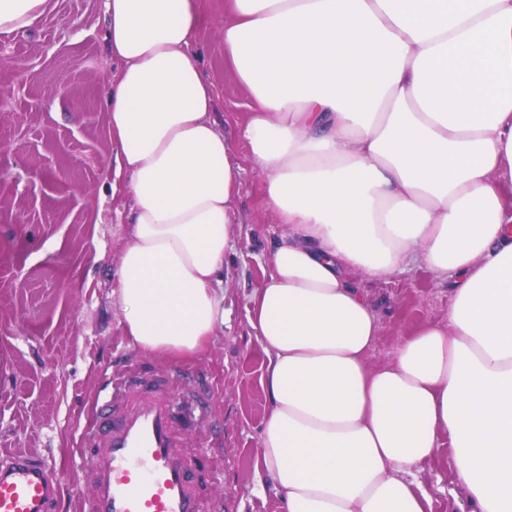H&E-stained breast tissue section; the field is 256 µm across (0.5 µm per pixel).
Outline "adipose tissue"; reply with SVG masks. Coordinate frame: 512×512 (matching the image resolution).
Here are the masks:
<instances>
[{
  "label": "adipose tissue",
  "mask_w": 512,
  "mask_h": 512,
  "mask_svg": "<svg viewBox=\"0 0 512 512\" xmlns=\"http://www.w3.org/2000/svg\"><path fill=\"white\" fill-rule=\"evenodd\" d=\"M116 181L133 198L112 291L143 352L224 324L240 167L196 49L198 0H104ZM51 0H0V36ZM240 130L285 230L250 303L268 357L261 458L282 512H430L419 466L454 448L469 512H512V0H225ZM426 265L445 324L370 365L349 278Z\"/></svg>",
  "instance_id": "ef3b65f1"
}]
</instances>
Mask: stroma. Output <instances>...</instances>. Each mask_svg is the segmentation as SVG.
Wrapping results in <instances>:
<instances>
[{"label":"stroma","mask_w":512,"mask_h":512,"mask_svg":"<svg viewBox=\"0 0 512 512\" xmlns=\"http://www.w3.org/2000/svg\"><path fill=\"white\" fill-rule=\"evenodd\" d=\"M54 3L31 31L0 38V456H38L67 483L57 512H75L88 465L80 435L106 396L104 375L141 364L204 388L211 411L204 432L224 450L212 493L229 512H281L259 445L267 357L249 322V297L264 283L280 228L239 139L251 98L224 57V0H199L198 39L242 178L224 265V326L189 360L144 353L125 334L112 290L132 201L112 192L103 0ZM356 282L380 324L370 364L390 361L405 337L448 319V283L428 267ZM453 472L446 442L416 472L432 512H460Z\"/></svg>","instance_id":"obj_1"}]
</instances>
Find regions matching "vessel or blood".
I'll return each instance as SVG.
<instances>
[{"label":"vessel or blood","mask_w":512,"mask_h":512,"mask_svg":"<svg viewBox=\"0 0 512 512\" xmlns=\"http://www.w3.org/2000/svg\"><path fill=\"white\" fill-rule=\"evenodd\" d=\"M105 382L112 397L80 443L93 487L81 512H224L223 502L207 497L219 457L185 446V428L203 409L199 395L141 367ZM61 490L60 475L35 457L0 460V512H55Z\"/></svg>","instance_id":"vessel-or-blood-1"}]
</instances>
